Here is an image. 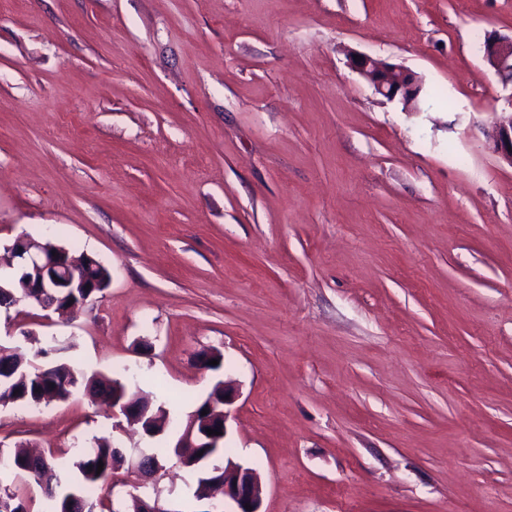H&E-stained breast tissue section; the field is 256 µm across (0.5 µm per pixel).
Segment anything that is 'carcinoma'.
<instances>
[{
    "instance_id": "1",
    "label": "carcinoma",
    "mask_w": 512,
    "mask_h": 512,
    "mask_svg": "<svg viewBox=\"0 0 512 512\" xmlns=\"http://www.w3.org/2000/svg\"><path fill=\"white\" fill-rule=\"evenodd\" d=\"M77 260L85 266L88 276L87 288H59L56 290L57 299L64 308L86 299H98L108 288L111 281L110 271L98 259L81 254ZM8 292L0 294V308L6 310L22 300L40 304L38 297L31 294L22 285L19 274L7 279ZM83 384L78 372L66 363H45L36 366L22 361L7 344H0V402H12L26 406L49 405L66 397L70 389ZM125 386L120 378L97 379L91 381L92 387L106 402H112V385ZM224 389L221 383H216L196 412L222 411ZM112 438L98 437L95 446L84 450L74 468L80 479L72 480L52 460H47V468L40 471L27 462L28 452L17 447L7 453L0 452V459L5 461L0 465V473L4 472L12 481H24L28 478L41 487L42 494L48 505V512H66L68 500L74 496L83 501L91 502V497L97 484L105 481L116 472L114 456H112ZM103 463V470L97 471L98 463ZM0 504L10 508V512H27L22 498L10 486L0 483Z\"/></svg>"
}]
</instances>
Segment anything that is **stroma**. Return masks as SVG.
<instances>
[{"label": "stroma", "mask_w": 512, "mask_h": 512, "mask_svg": "<svg viewBox=\"0 0 512 512\" xmlns=\"http://www.w3.org/2000/svg\"><path fill=\"white\" fill-rule=\"evenodd\" d=\"M490 33L512 36V0H0V275L22 235L111 273L73 314H0V341L129 369L175 423L113 429L79 388L0 404V449L69 469L111 433L167 475L96 496L204 512L173 448L225 379L262 512H512V165L489 137L512 83ZM351 53L415 72L419 111ZM483 55L498 75H512V38L488 35L484 40Z\"/></svg>", "instance_id": "obj_1"}]
</instances>
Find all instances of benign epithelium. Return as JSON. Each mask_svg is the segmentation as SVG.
Masks as SVG:
<instances>
[{"label":"benign epithelium","mask_w":512,"mask_h":512,"mask_svg":"<svg viewBox=\"0 0 512 512\" xmlns=\"http://www.w3.org/2000/svg\"><path fill=\"white\" fill-rule=\"evenodd\" d=\"M483 55L489 66L499 75L512 74V38L489 35L484 40ZM351 67L363 77L375 92L389 101L399 100L403 109L411 112L416 109V102L422 91L417 76L401 64L387 63L368 55L360 60H350ZM490 139L500 156L512 164V113L502 114L496 118ZM13 257L22 260L26 269L36 275L29 287L38 289L43 295L54 296L56 288H85L87 284L78 277L79 262L67 257L61 247L38 242L26 237H19L14 246L8 248ZM147 413H137L125 402L119 392L112 393V417L124 419L130 426H138L147 431L145 424ZM206 424L219 434H207L197 430V423L190 421L180 437L178 448H216L226 438L227 427H216L208 420ZM209 478L211 487L223 492L224 498L232 501L234 512H262L263 487L255 469L236 462L230 458L224 464H215L202 472ZM250 508H245V504Z\"/></svg>","instance_id":"obj_1"}]
</instances>
